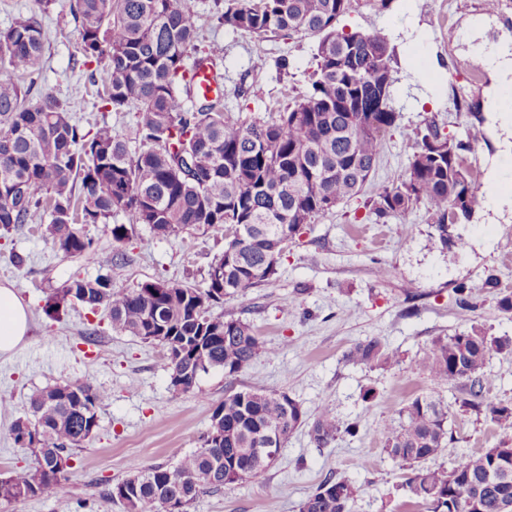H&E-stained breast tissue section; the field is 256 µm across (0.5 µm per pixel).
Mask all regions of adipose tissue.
Masks as SVG:
<instances>
[{
  "label": "adipose tissue",
  "mask_w": 512,
  "mask_h": 512,
  "mask_svg": "<svg viewBox=\"0 0 512 512\" xmlns=\"http://www.w3.org/2000/svg\"><path fill=\"white\" fill-rule=\"evenodd\" d=\"M484 19L471 24L476 40L474 50L487 73L483 89V108L491 113L503 112V95L512 89V39L496 42L482 40ZM29 330V315L10 284H0V356L11 353Z\"/></svg>",
  "instance_id": "adipose-tissue-1"
}]
</instances>
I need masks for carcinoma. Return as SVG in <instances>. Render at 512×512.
Segmentation results:
<instances>
[{
    "label": "carcinoma",
    "instance_id": "cac0c4a2",
    "mask_svg": "<svg viewBox=\"0 0 512 512\" xmlns=\"http://www.w3.org/2000/svg\"><path fill=\"white\" fill-rule=\"evenodd\" d=\"M352 0H224L215 19L234 32L316 38L309 87L283 83L285 106L271 121H239L225 112L224 95L195 90L186 60L198 53L199 26L187 0H75L82 64L96 63L102 100L115 111L133 108L141 148L104 124L83 132L51 94L31 96L23 79L41 73L45 33L33 18L0 31V227L50 217L46 237L66 257L92 252L112 269L123 253L97 250L81 225L124 214L158 238L195 231L224 233V252L210 264L206 286L166 280L117 289L112 277L69 281L51 297L57 311L80 303L106 310L112 328L165 350L167 369L182 376V391L212 369L245 374L263 349L252 326L211 305L268 282L288 242L303 227L371 184L381 135L396 125L391 106L395 52L375 28L346 31L340 20ZM416 151L399 177L366 199L369 213L388 219L420 207L435 244L462 251L467 241L448 232V212L470 223L480 186L464 165L471 142L448 137L433 122L408 129ZM512 354V337L490 336L471 325L432 341L418 366L435 383L461 385L460 407L512 427V404L486 399L493 354ZM346 362L388 370L396 353L377 337L360 341ZM107 395L91 382L48 386L30 399L32 418L12 426L34 466L0 477V502L51 498L63 488L73 450L99 426ZM399 423L381 432L388 457L406 472L402 489L426 512H503L512 504V448H485L448 470L424 467L448 442V405L416 396L398 411ZM304 422L302 406L286 392L229 390L210 418L201 446L177 464L151 466L115 484L107 496L126 512H188L199 493L261 482L271 463L259 448H282ZM342 428L322 406L308 431L319 448ZM353 482L330 476L300 512H351Z\"/></svg>",
    "mask_w": 512,
    "mask_h": 512
}]
</instances>
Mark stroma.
I'll return each instance as SVG.
<instances>
[{"instance_id": "1", "label": "stroma", "mask_w": 512, "mask_h": 512, "mask_svg": "<svg viewBox=\"0 0 512 512\" xmlns=\"http://www.w3.org/2000/svg\"><path fill=\"white\" fill-rule=\"evenodd\" d=\"M70 0H56L41 12L36 0H0V31L19 19L38 16L46 31V64L36 76L35 90L51 93L85 130L105 122L138 150L133 109L117 112L105 105L90 79L91 67L75 66L78 25ZM203 26L205 39L224 47L216 67L224 75V105L232 118L269 121L283 103L282 83L306 91L314 67V40L304 34L289 39L260 38L215 27V0H188ZM491 14L488 40L512 37V0H500L487 12L484 0H353L341 20L346 30L377 28L394 46L398 59L393 107L395 127L381 138L374 185L391 183L405 169L415 146L410 126L435 122L445 134L471 138L465 164L478 183H485L490 163L499 153L496 127L482 109L486 73L470 36V24ZM265 56L267 68L252 66ZM292 63L280 80L273 62ZM357 197L306 225L285 249L276 275L264 285L214 305L212 315L234 314L249 323L265 349L239 385L287 392L299 401L307 418L322 405L333 407L341 424H357L354 435L340 434L324 448L311 442L307 427L289 436L263 482H245L199 494L189 512H299L300 504L329 475L349 478L357 488L352 512H425L424 505L402 491L404 474L383 450L380 432L397 423L409 400L431 394L449 403L447 447L435 465L452 468L471 452L496 445L512 447V429L497 426L456 405L457 384H435L416 362L433 339L483 326L490 335L512 337V315L501 311L500 293L512 292V217L496 215L487 194H480L470 223L459 225L468 247L442 249L432 239L424 210L376 221ZM109 222L87 224L84 234L99 249H118L123 264L111 275L116 288H133L154 280L204 287L208 267L224 249L223 234H195L185 239L155 237L135 225L120 242ZM26 256L16 267L14 255ZM387 268L379 278L378 268ZM100 268L92 254L66 258L46 241L37 225L0 229V282H11L27 305L30 326L24 344L0 356V475L33 466L34 459L11 432L13 422L29 414L31 395L46 386L91 380L107 393L98 410L100 428L76 450L72 469L60 494L0 503V512H124L109 499L112 485L136 469L173 465L200 447L210 416L229 388L223 370L199 377L195 387L179 392L170 384L159 345L113 331L106 310L90 311L74 304L46 314L50 293L73 278H93ZM498 287H485L488 275ZM467 284L475 304L462 317L454 289ZM416 299H407V291ZM376 337L397 351L391 369H365L343 355L359 341ZM371 387L376 397L364 404L361 393Z\"/></svg>"}]
</instances>
